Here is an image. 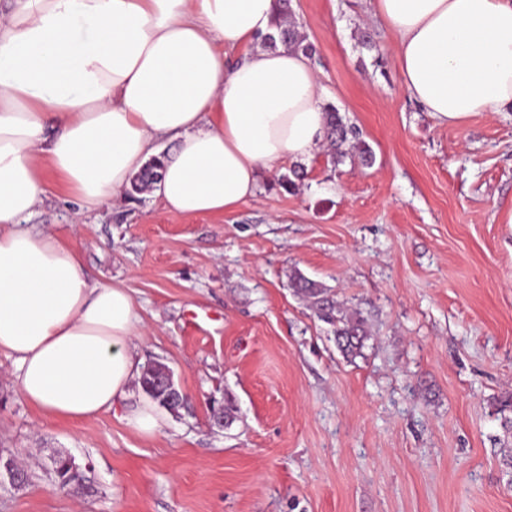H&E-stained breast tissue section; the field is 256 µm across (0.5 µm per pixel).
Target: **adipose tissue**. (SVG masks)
Here are the masks:
<instances>
[{
    "label": "adipose tissue",
    "instance_id": "obj_1",
    "mask_svg": "<svg viewBox=\"0 0 512 512\" xmlns=\"http://www.w3.org/2000/svg\"><path fill=\"white\" fill-rule=\"evenodd\" d=\"M398 48L401 85L457 125L512 108V0H371ZM275 0H14L0 18V351L46 418L121 408L138 433L165 416L145 394L128 289L89 279L76 247L25 224L48 185L90 212L172 141L166 210L224 214L262 171L325 139L319 73L260 47ZM239 54L228 61V51Z\"/></svg>",
    "mask_w": 512,
    "mask_h": 512
}]
</instances>
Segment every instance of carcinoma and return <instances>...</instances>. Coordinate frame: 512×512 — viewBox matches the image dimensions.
<instances>
[{
	"label": "carcinoma",
	"mask_w": 512,
	"mask_h": 512,
	"mask_svg": "<svg viewBox=\"0 0 512 512\" xmlns=\"http://www.w3.org/2000/svg\"><path fill=\"white\" fill-rule=\"evenodd\" d=\"M278 16L276 21V33L264 37L262 44L268 48L283 46L294 51H301L309 56L315 49L307 42L292 19L291 0H277ZM326 117V141L330 148V156L334 162L339 163L347 157L359 155L365 165L373 162V154L358 138L356 127L349 124L340 115L335 106L325 108ZM160 161L150 159L142 170L132 177L131 191L141 193L157 182L159 178ZM292 288L295 292L310 300L317 317L332 326V332L340 350L347 356H355L360 353L365 340L369 337L366 320L355 312L347 314L336 303L325 296L323 289L316 283L301 274H296L292 279ZM140 388L155 400L161 407L170 409L171 405L165 400V396L156 385L151 371L145 370L139 379ZM86 480V476L79 467L70 466L61 461L53 465L54 484L64 489L71 485H80Z\"/></svg>",
	"instance_id": "cac0c4a2"
}]
</instances>
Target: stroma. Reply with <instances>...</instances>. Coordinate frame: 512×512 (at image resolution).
<instances>
[{
  "label": "stroma",
  "mask_w": 512,
  "mask_h": 512,
  "mask_svg": "<svg viewBox=\"0 0 512 512\" xmlns=\"http://www.w3.org/2000/svg\"><path fill=\"white\" fill-rule=\"evenodd\" d=\"M292 8L324 105L373 164L319 151L288 193L283 162L219 216L149 191L79 219L49 189L30 223L68 238L90 279L129 288L140 356L187 402L152 437L111 411L48 421L0 353V456L29 467L22 488L0 484V512H512V109L439 124L402 88L370 0ZM298 272L365 318L360 355L295 294ZM59 454L84 484L55 486Z\"/></svg>",
  "instance_id": "35a3bbf8"
}]
</instances>
